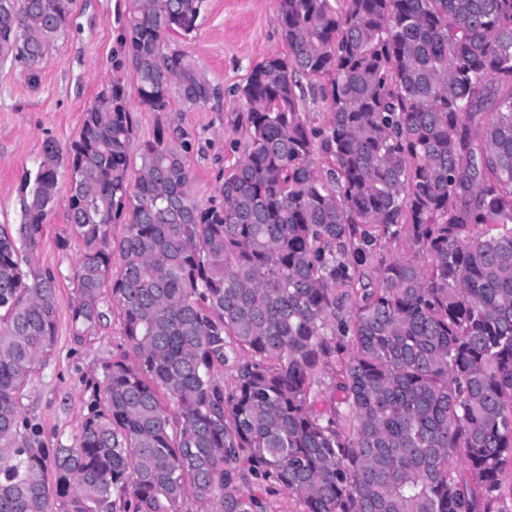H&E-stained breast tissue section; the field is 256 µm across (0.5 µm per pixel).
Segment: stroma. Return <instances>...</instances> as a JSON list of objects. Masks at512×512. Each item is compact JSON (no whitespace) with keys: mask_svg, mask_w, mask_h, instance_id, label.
<instances>
[{"mask_svg":"<svg viewBox=\"0 0 512 512\" xmlns=\"http://www.w3.org/2000/svg\"><path fill=\"white\" fill-rule=\"evenodd\" d=\"M127 0H73L65 33L36 68L0 59V226L21 221L20 186L35 176L46 142L69 146L82 130L83 112L113 75L135 90L134 71L125 64L119 43ZM168 46L187 52L199 72L216 88L218 98L190 110L172 100L166 111L131 105L129 151L140 165V148L158 129L183 128L195 141L187 155L194 175L193 194L205 205L218 198L224 176L240 157L247 140L246 112L235 93L251 68L265 57L285 51L278 22V0H205L195 30L171 35ZM71 175L59 168L57 204L28 260L57 277V342L51 356L31 379L24 400L27 417L45 448L72 443L78 436L93 386L103 364L121 352L123 313L113 306L108 322L74 339L70 309L73 275L82 257L80 243L60 249L56 236L66 222ZM241 489L252 495L255 512H300L298 500L279 487L244 472Z\"/></svg>","mask_w":512,"mask_h":512,"instance_id":"stroma-1","label":"stroma"}]
</instances>
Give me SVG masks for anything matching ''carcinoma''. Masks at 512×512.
I'll use <instances>...</instances> for the list:
<instances>
[{
    "instance_id": "carcinoma-1",
    "label": "carcinoma",
    "mask_w": 512,
    "mask_h": 512,
    "mask_svg": "<svg viewBox=\"0 0 512 512\" xmlns=\"http://www.w3.org/2000/svg\"><path fill=\"white\" fill-rule=\"evenodd\" d=\"M72 3L0 0V57L34 68ZM203 7L128 0L142 107L217 96L165 42L192 33ZM278 12L287 52L237 88L248 139L219 202L193 197L184 130L145 142L131 172L119 76L78 140L46 143L21 223L0 227V512H254L245 462L301 512H512L500 480L512 464V0H279ZM308 95L326 122L301 111ZM61 165L57 243L83 248L75 338L113 301L124 338L73 443L37 448L23 399L54 350L58 298L55 275L23 259ZM393 245L407 254L385 257Z\"/></svg>"
}]
</instances>
